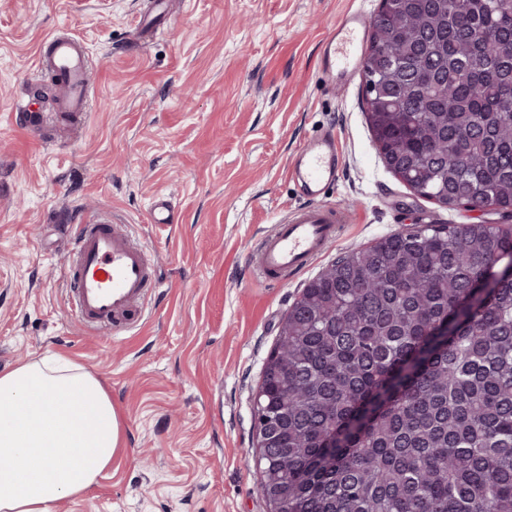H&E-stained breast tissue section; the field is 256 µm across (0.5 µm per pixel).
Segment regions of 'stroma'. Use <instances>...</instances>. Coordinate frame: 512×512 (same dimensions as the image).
I'll return each instance as SVG.
<instances>
[{"instance_id": "1", "label": "stroma", "mask_w": 512, "mask_h": 512, "mask_svg": "<svg viewBox=\"0 0 512 512\" xmlns=\"http://www.w3.org/2000/svg\"><path fill=\"white\" fill-rule=\"evenodd\" d=\"M379 0H170L163 34L130 41L154 0H0V370L62 353L97 375L122 422L112 468L55 512H268L254 464V397L304 286L347 251L438 222H497L415 197L383 165L364 78L332 87L318 64L343 13ZM80 39L95 95L52 119L32 82L39 49ZM330 132L341 171L326 203L351 216L336 243L279 285L247 255L303 203L289 162ZM165 194L178 221H150ZM126 225L161 282L124 336L72 315L69 225Z\"/></svg>"}]
</instances>
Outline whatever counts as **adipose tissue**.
<instances>
[{
    "label": "adipose tissue",
    "instance_id": "adipose-tissue-1",
    "mask_svg": "<svg viewBox=\"0 0 512 512\" xmlns=\"http://www.w3.org/2000/svg\"><path fill=\"white\" fill-rule=\"evenodd\" d=\"M120 443L110 393L78 362L53 355L0 371V512H51L84 495Z\"/></svg>",
    "mask_w": 512,
    "mask_h": 512
}]
</instances>
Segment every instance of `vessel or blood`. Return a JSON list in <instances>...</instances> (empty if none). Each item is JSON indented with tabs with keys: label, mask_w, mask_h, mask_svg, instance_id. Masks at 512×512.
Here are the masks:
<instances>
[{
	"label": "vessel or blood",
	"mask_w": 512,
	"mask_h": 512,
	"mask_svg": "<svg viewBox=\"0 0 512 512\" xmlns=\"http://www.w3.org/2000/svg\"><path fill=\"white\" fill-rule=\"evenodd\" d=\"M367 18L358 10L342 15L327 38L320 66L332 85H346L366 38ZM42 66L60 80L65 112L89 110L91 62L81 42L52 36ZM340 153L328 134L308 138L293 159L289 172L302 186L305 205L265 235L248 257L253 277L277 285L304 271L336 240L344 211L321 203L320 198L338 174ZM72 262L66 273L68 303L87 328L119 336L135 328L159 281L149 252L133 240L124 225L101 220L74 224L70 231Z\"/></svg>",
	"instance_id": "b4317fda"
}]
</instances>
